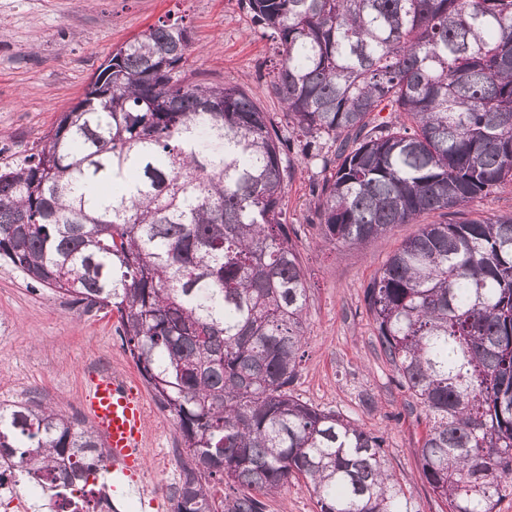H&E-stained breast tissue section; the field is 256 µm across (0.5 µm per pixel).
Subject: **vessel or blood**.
Wrapping results in <instances>:
<instances>
[{
	"label": "vessel or blood",
	"mask_w": 512,
	"mask_h": 512,
	"mask_svg": "<svg viewBox=\"0 0 512 512\" xmlns=\"http://www.w3.org/2000/svg\"><path fill=\"white\" fill-rule=\"evenodd\" d=\"M93 424L106 437L112 458V488L120 490L145 461L144 415L140 402L121 377L95 378L86 397Z\"/></svg>",
	"instance_id": "vessel-or-blood-1"
}]
</instances>
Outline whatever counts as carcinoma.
I'll list each match as a JSON object with an SVG mask.
<instances>
[{
	"label": "carcinoma",
	"instance_id": "1",
	"mask_svg": "<svg viewBox=\"0 0 512 512\" xmlns=\"http://www.w3.org/2000/svg\"><path fill=\"white\" fill-rule=\"evenodd\" d=\"M240 2L279 56L287 133L241 86L188 82L189 32L151 26L0 170V264L116 313L180 437L172 512H264L300 477L320 512H417L383 437L293 396L308 295L290 153L336 147L314 196L333 245L511 185L512 0ZM365 303L426 421L422 478L448 512H496L512 494V215L422 225ZM109 459L52 405L0 406V471L39 509L71 504Z\"/></svg>",
	"mask_w": 512,
	"mask_h": 512
}]
</instances>
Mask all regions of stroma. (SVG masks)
Here are the masks:
<instances>
[{"mask_svg": "<svg viewBox=\"0 0 512 512\" xmlns=\"http://www.w3.org/2000/svg\"><path fill=\"white\" fill-rule=\"evenodd\" d=\"M167 18L192 35L188 81L240 85L282 121L281 104L268 90L271 43L255 33L239 0H0V167L36 152L112 51ZM293 165L288 221L300 229L295 243L309 295L305 356L293 394L383 436L387 466L417 512H448L420 477L417 450L425 422L409 412V396L379 351L364 302L384 261L420 224L440 217L396 225L359 246L322 243L312 197L321 164L297 156ZM116 327V316L72 304L0 265V404L55 405L87 426L84 400L95 377H124L145 408L147 465L136 480L157 497L160 512H172L179 435Z\"/></svg>", "mask_w": 512, "mask_h": 512, "instance_id": "35a3bbf8", "label": "stroma"}]
</instances>
